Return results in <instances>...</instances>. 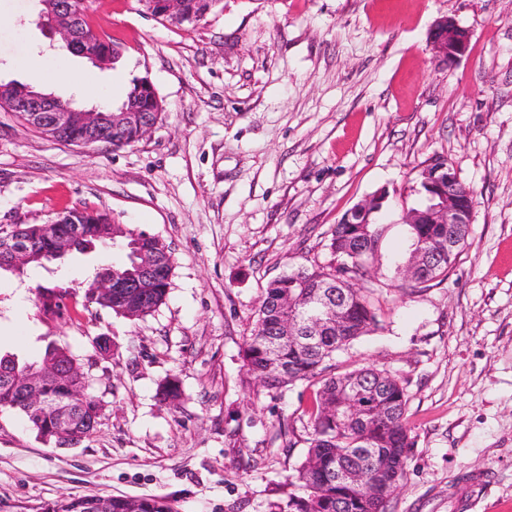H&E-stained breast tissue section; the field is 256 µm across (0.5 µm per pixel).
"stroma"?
Masks as SVG:
<instances>
[{
	"instance_id": "1",
	"label": "stroma",
	"mask_w": 512,
	"mask_h": 512,
	"mask_svg": "<svg viewBox=\"0 0 512 512\" xmlns=\"http://www.w3.org/2000/svg\"><path fill=\"white\" fill-rule=\"evenodd\" d=\"M121 44L101 70L121 101L148 76L163 105L138 143L113 150L47 138L0 110V226L45 224L73 206L159 236L172 286L152 315L117 316L76 295L43 314L38 291L78 287L124 261L120 245L60 269L0 277V351L21 359L66 346L102 405L78 445L42 443L0 411V512H43L86 494L163 496L176 512H268L306 454L312 390L248 381L240 351L266 283L328 264L331 233L378 191L388 201L363 285L377 329L337 352L405 387L412 446L389 512H512V0H223L186 29L136 0H85ZM39 0H0V82L41 87L38 57L88 71L53 47ZM453 17L471 34L456 64L434 60L429 32ZM447 158L476 197L466 245L441 283L414 292L395 276L419 174ZM107 337L112 352L99 354ZM177 377L178 408L157 396Z\"/></svg>"
}]
</instances>
